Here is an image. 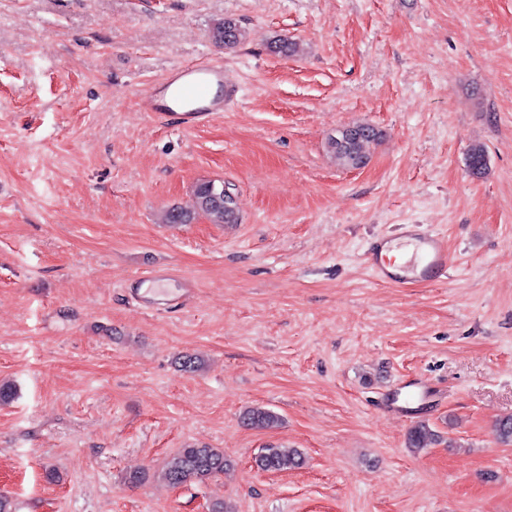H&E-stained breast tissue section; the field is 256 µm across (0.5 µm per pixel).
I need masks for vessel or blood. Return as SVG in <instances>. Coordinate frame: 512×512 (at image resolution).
I'll return each instance as SVG.
<instances>
[{"mask_svg":"<svg viewBox=\"0 0 512 512\" xmlns=\"http://www.w3.org/2000/svg\"><path fill=\"white\" fill-rule=\"evenodd\" d=\"M234 93V86L224 79L223 67L203 60L174 68L158 87L141 99L140 107L154 119L170 117L186 125L223 111ZM403 234L415 243L414 271L418 279H431L448 268L451 259L448 245L442 237L423 232L416 224L404 225ZM386 244L383 237L370 244L366 253L367 265L376 278L404 285V278L389 270L382 256Z\"/></svg>","mask_w":512,"mask_h":512,"instance_id":"vessel-or-blood-1","label":"vessel or blood"}]
</instances>
